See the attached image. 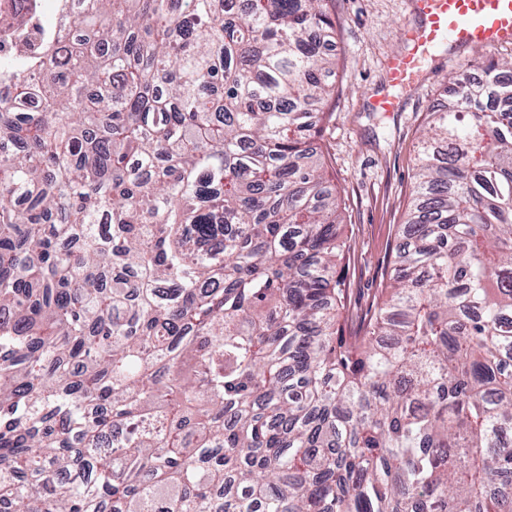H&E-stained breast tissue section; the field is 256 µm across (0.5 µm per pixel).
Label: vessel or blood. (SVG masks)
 <instances>
[{
	"mask_svg": "<svg viewBox=\"0 0 512 512\" xmlns=\"http://www.w3.org/2000/svg\"><path fill=\"white\" fill-rule=\"evenodd\" d=\"M420 23L403 29V50L387 62L389 85L406 88L421 76L423 59L452 50L512 42V0H412Z\"/></svg>",
	"mask_w": 512,
	"mask_h": 512,
	"instance_id": "vessel-or-blood-1",
	"label": "vessel or blood"
}]
</instances>
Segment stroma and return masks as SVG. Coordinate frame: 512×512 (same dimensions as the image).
Wrapping results in <instances>:
<instances>
[{"instance_id":"1","label":"stroma","mask_w":512,"mask_h":512,"mask_svg":"<svg viewBox=\"0 0 512 512\" xmlns=\"http://www.w3.org/2000/svg\"><path fill=\"white\" fill-rule=\"evenodd\" d=\"M337 68L333 113L316 141L342 199V232L351 246L344 278L352 319H359L389 275L398 229L412 200L416 143L449 80H479L487 61L512 60V44L428 62L419 83L398 94L395 112H374L371 97L388 92L387 59L401 50L403 27L416 24L409 0H331Z\"/></svg>"}]
</instances>
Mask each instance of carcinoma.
Wrapping results in <instances>:
<instances>
[{
  "mask_svg": "<svg viewBox=\"0 0 512 512\" xmlns=\"http://www.w3.org/2000/svg\"><path fill=\"white\" fill-rule=\"evenodd\" d=\"M0 504L512 512V62L455 77L360 327L327 0H13Z\"/></svg>",
  "mask_w": 512,
  "mask_h": 512,
  "instance_id": "obj_1",
  "label": "carcinoma"
}]
</instances>
